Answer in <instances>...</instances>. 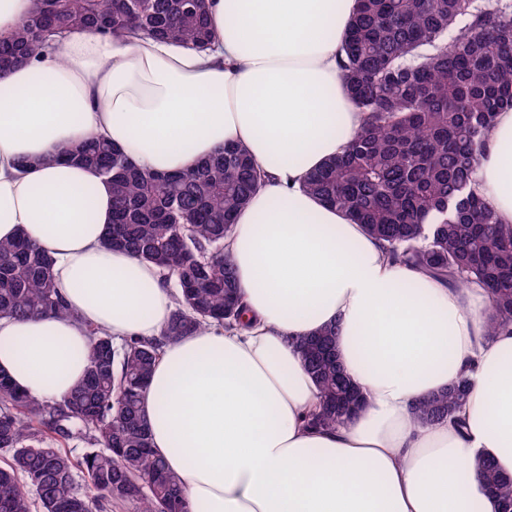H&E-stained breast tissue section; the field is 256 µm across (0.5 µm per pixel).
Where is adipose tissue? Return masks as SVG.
Returning <instances> with one entry per match:
<instances>
[{
    "label": "adipose tissue",
    "mask_w": 512,
    "mask_h": 512,
    "mask_svg": "<svg viewBox=\"0 0 512 512\" xmlns=\"http://www.w3.org/2000/svg\"><path fill=\"white\" fill-rule=\"evenodd\" d=\"M214 36L173 41L76 32L0 75V240L46 247L72 317L0 319V372L58 399L83 379L92 323L158 335L174 309L159 270L108 248L112 188L55 161L104 136L152 172L186 171L234 146L264 171L226 252L248 316L169 342L143 394L152 447L191 512H497L474 463L512 474V333L487 336L488 295L391 263L374 237L306 193L365 114L339 58L356 0H208ZM512 225V108L499 112L476 177ZM333 324L366 407L332 430L291 341ZM455 420L412 409L459 374Z\"/></svg>",
    "instance_id": "obj_1"
}]
</instances>
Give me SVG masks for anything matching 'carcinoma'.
I'll return each instance as SVG.
<instances>
[{
    "label": "carcinoma",
    "instance_id": "cac0c4a2",
    "mask_svg": "<svg viewBox=\"0 0 512 512\" xmlns=\"http://www.w3.org/2000/svg\"><path fill=\"white\" fill-rule=\"evenodd\" d=\"M146 35L195 49L212 39L207 0H31L0 39V73L72 32ZM512 5L501 0H357L341 48V78L366 114L342 154L305 190L377 239L394 263L461 287L488 289L487 335L512 326V228L472 189L497 112L512 107ZM93 167L112 186L105 244L155 265L175 292L158 338L92 328L83 382L59 399L18 390L0 373V512H190L180 479L152 450L141 406L164 342L212 322L245 326L224 240L261 186L245 150L226 147L195 168L156 173L91 136L53 157ZM47 249L21 233L0 241V319L70 316ZM320 405L309 423L333 429L367 397L336 356V327L295 341ZM464 373L414 407L413 421L448 419L466 399ZM86 444L78 456L72 448ZM476 467L498 512H512V475Z\"/></svg>",
    "mask_w": 512,
    "mask_h": 512
}]
</instances>
